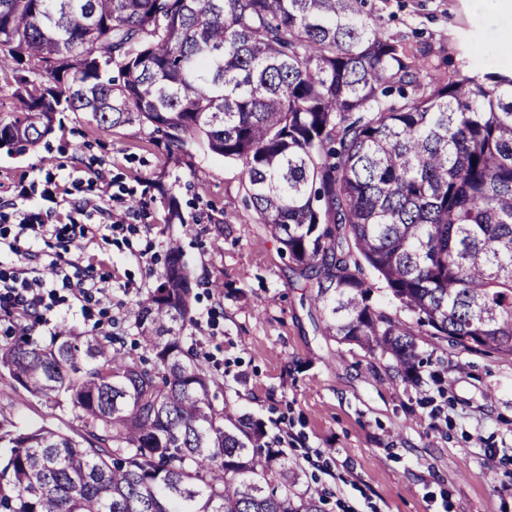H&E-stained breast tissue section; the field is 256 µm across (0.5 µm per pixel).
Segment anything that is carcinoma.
Returning <instances> with one entry per match:
<instances>
[{"mask_svg": "<svg viewBox=\"0 0 512 512\" xmlns=\"http://www.w3.org/2000/svg\"><path fill=\"white\" fill-rule=\"evenodd\" d=\"M0 76L9 152L81 112L163 133L177 162L204 142L240 163L328 335L402 382L424 333L512 356V73L437 76L364 0H0ZM370 271L410 319L373 304ZM193 284L170 243L134 312L150 361L114 332L0 342V377L77 422L0 420V512H323L263 425L215 403Z\"/></svg>", "mask_w": 512, "mask_h": 512, "instance_id": "1", "label": "carcinoma"}]
</instances>
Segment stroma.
I'll return each instance as SVG.
<instances>
[{
    "label": "stroma",
    "mask_w": 512,
    "mask_h": 512,
    "mask_svg": "<svg viewBox=\"0 0 512 512\" xmlns=\"http://www.w3.org/2000/svg\"><path fill=\"white\" fill-rule=\"evenodd\" d=\"M385 34L401 39L438 75L512 72L498 51L512 30L501 0H368ZM191 166L169 156L161 134L136 124L103 128L77 112L34 150L0 149V214L27 192L66 219L84 213L95 238L71 279L97 269L111 307L55 303L39 336L116 324L131 328L138 301L154 288L169 240H177L196 285L190 329L219 381L218 401L264 425L300 474V487L325 496L326 512H512V357L423 335L431 360L418 384L399 381L391 359L328 336L324 315L266 225L247 202L242 167L191 145ZM177 196L186 223L170 224L153 182ZM54 195L42 197L46 183ZM132 193L136 216L115 196ZM18 428L69 431L68 415L0 380V418Z\"/></svg>",
    "instance_id": "35a3bbf8"
}]
</instances>
